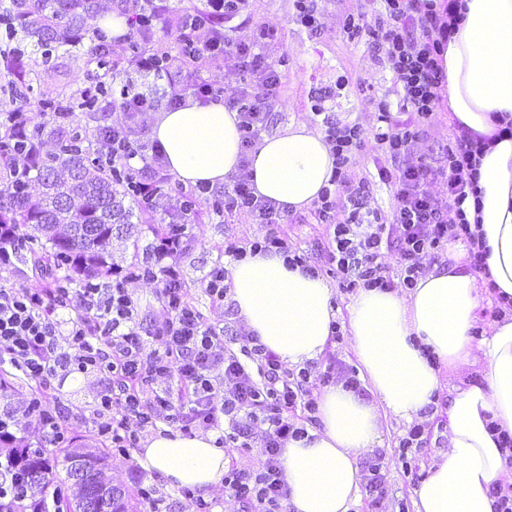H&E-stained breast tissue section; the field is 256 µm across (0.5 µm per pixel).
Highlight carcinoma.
<instances>
[{
    "mask_svg": "<svg viewBox=\"0 0 512 512\" xmlns=\"http://www.w3.org/2000/svg\"><path fill=\"white\" fill-rule=\"evenodd\" d=\"M99 0H0V70L10 79L0 87L19 103L29 104L31 83L19 68L20 44L28 41L45 57L62 46H75L84 36L87 16L97 12ZM86 65L103 71L96 93L83 89L42 100L39 109L49 114L56 150L31 153L30 145L43 131L29 134L16 125V117L0 119V226L36 224L45 236L43 253L34 258L35 269L58 284L81 287L112 275V226L130 224L134 208L146 214L129 184L128 173L105 162L93 149L98 130L72 137L66 131L74 112H92L97 96H112V70L122 63L130 70L141 46L130 39H112L111 29L92 32ZM25 159L26 168L14 159ZM38 182L32 196L28 186ZM64 275H59V272ZM88 458L96 465L87 478L71 477V462ZM112 452L68 443L47 452L33 448L25 437L0 432V512H90L92 491L106 483L104 470Z\"/></svg>",
    "mask_w": 512,
    "mask_h": 512,
    "instance_id": "cac0c4a2",
    "label": "carcinoma"
}]
</instances>
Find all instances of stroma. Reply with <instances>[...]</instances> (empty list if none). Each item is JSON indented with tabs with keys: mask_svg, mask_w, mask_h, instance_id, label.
<instances>
[{
	"mask_svg": "<svg viewBox=\"0 0 512 512\" xmlns=\"http://www.w3.org/2000/svg\"><path fill=\"white\" fill-rule=\"evenodd\" d=\"M321 25L309 30L301 25L294 0H247L243 12L226 23L224 32L229 40L238 44L251 43L257 26L275 30L277 38L269 43L265 52L282 75V86L271 101L272 131H280L289 123L304 121L317 130H324V117L341 124L357 123L371 127L376 122L373 101L384 97L397 102L393 75L385 67L372 33L380 22L378 0H316ZM354 14L362 29L358 40H347L343 24L347 14ZM22 66L33 81L34 99H54L63 92L83 88L92 79L84 63L83 47L58 48L51 60H44L39 50H27ZM385 158L374 139H365L352 158L349 173L353 179L365 180L371 206L384 213L395 207L396 188L378 176ZM249 214L237 212L224 216L212 210H203L199 219L187 225L189 245L177 263L191 302L202 313L206 322L223 330L227 345L234 352L246 348L247 333L236 312H225L222 303L206 293L200 277L227 246L241 244L262 234ZM129 238H113L112 261L124 267L133 260H149L156 238L147 224H133ZM283 237L291 248L308 256L334 290V306L345 309L354 291L344 286L335 268L325 261L329 246V230L317 223L312 210L290 213L281 226ZM127 287L137 305V318L148 347H155V334L168 313L156 282L134 280ZM13 388L7 393L8 403L15 409V422L25 429L31 444H38V433L24 414L30 397L41 391L48 395L49 406L61 410L62 423L68 437L79 443L100 445L93 424V411L101 383L95 376L72 373L56 376L48 384L32 381L22 372H15ZM408 430L406 423L388 418L383 423V444L387 474L386 495L379 505H372L369 496H362L350 512H399L400 505L414 507L415 491L424 478L429 463L441 446L431 443L419 455L415 474H403L398 462V441ZM112 485L122 487L130 495L140 489L154 488L158 498L165 501L169 512H198V498H190L181 490L167 487L156 473L141 468L135 454L116 456L105 471Z\"/></svg>",
	"mask_w": 512,
	"mask_h": 512,
	"instance_id": "1",
	"label": "stroma"
}]
</instances>
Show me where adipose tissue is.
<instances>
[{
  "instance_id": "ef3b65f1",
  "label": "adipose tissue",
  "mask_w": 512,
  "mask_h": 512,
  "mask_svg": "<svg viewBox=\"0 0 512 512\" xmlns=\"http://www.w3.org/2000/svg\"><path fill=\"white\" fill-rule=\"evenodd\" d=\"M464 17L448 42L443 67L450 118L489 137L476 164L478 199L463 209L486 250L477 277L455 250L415 288H361L347 307L351 347L371 391L365 400L343 384L317 396L318 423L288 439L281 466L291 512H350L360 492L358 458L380 443L383 418L412 422L434 402L445 370L477 368L478 385L450 388L448 446L437 453L416 489V512H496L493 483L512 477V316L473 332L486 296L512 298V0H464ZM153 136L169 170L187 186L222 185L242 158L235 112L223 102L187 100L158 113ZM334 158L323 135L306 124L264 138L251 155L256 195L297 212L327 187ZM229 292L249 335L288 365L317 359L337 321L335 290L321 275L289 266L281 254L258 252L230 267ZM140 466L171 488L210 493L224 482L228 461L214 434L165 430L136 454Z\"/></svg>"
}]
</instances>
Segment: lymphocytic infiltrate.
<instances>
[{
    "mask_svg": "<svg viewBox=\"0 0 512 512\" xmlns=\"http://www.w3.org/2000/svg\"><path fill=\"white\" fill-rule=\"evenodd\" d=\"M383 20L373 36L379 53L394 76L398 107L386 99L375 103L378 124H340L326 120V141L334 156L329 188L315 206L318 223L331 227L330 259L348 287L390 289L385 257H400L403 288H415L421 261L444 249L448 241L469 246L474 265L484 263L482 243L472 231L462 208L475 194L474 157L480 140L459 134L443 156L426 158L418 145L423 127L432 121L444 81L441 56L453 33L458 0H380ZM245 0H211L212 24L193 28L189 36L198 55L221 56L243 72L244 79L227 95H219L198 70L176 69L174 58L158 63L156 54L133 57L137 83L124 87L112 102L118 119L112 131L96 140L100 156L112 159L134 177L135 194L147 207L163 198L171 176L159 144L148 143L138 117L160 103L178 106L192 97L206 101L223 98L235 111L243 150L255 149L269 129L270 100L281 87V76L263 53L273 31L258 28L252 44L232 43L224 25L240 14ZM374 137L391 168L380 177L394 180L397 205L391 218L367 206L366 186L348 174L351 157L366 137ZM443 179L442 196H431L426 185ZM205 196L219 198L226 212L248 213L264 229L262 236L233 245L229 253L244 259L248 253L275 251L291 265H305L278 232L287 213L271 200L256 196L247 169L232 183L205 186ZM346 210L337 222V210ZM184 249L183 232L163 237L151 263L169 317L157 333L160 348H148L139 333L136 306L125 279L112 286L80 289V311L75 319L59 323L57 307L68 292L0 287V364L8 363L26 376L44 382L74 371L100 377L96 425L100 437L119 451L137 447L141 429L153 426L158 416L170 417L181 430L218 431V444L249 448L260 445L264 460L259 468L230 467L224 489L249 512H286L288 487L282 477L281 450L288 439L303 437L306 423L315 421L317 402L308 385L309 370H286L279 357L260 344L242 363L228 351L224 339L208 325L189 301L179 270L171 260ZM177 376L179 389L165 386ZM152 402L143 405L144 391ZM222 400H215V393ZM120 406L123 417L112 414ZM138 427L130 429L128 416Z\"/></svg>",
    "mask_w": 512,
    "mask_h": 512,
    "instance_id": "1",
    "label": "lymphocytic infiltrate"
}]
</instances>
